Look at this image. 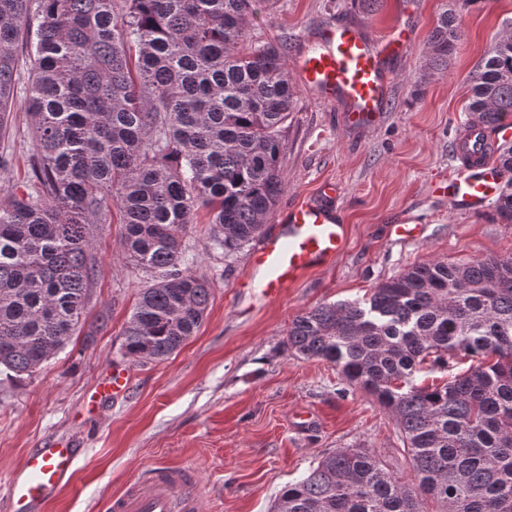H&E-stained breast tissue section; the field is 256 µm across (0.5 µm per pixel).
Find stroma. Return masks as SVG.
<instances>
[{
  "mask_svg": "<svg viewBox=\"0 0 512 512\" xmlns=\"http://www.w3.org/2000/svg\"><path fill=\"white\" fill-rule=\"evenodd\" d=\"M456 9L461 38L447 70L429 71L427 39L440 15ZM331 22L356 23L386 40L408 39L385 59L393 74L389 106L372 125L352 127L341 105L295 86L280 157L276 209L331 186L345 216L346 246L332 265L308 272L271 302L240 291L250 250L225 256L199 216L184 238V266L211 284L199 330L168 359L124 355L122 333L151 274L123 258L120 222L98 225L92 252L99 272L80 333L32 376L0 374V512H13L10 481L28 453L61 440L80 450L67 490L32 512H94L97 503L163 463L195 469L204 512H270L280 490L342 448L374 450L410 480L395 419L369 393L349 387L333 364L293 355L285 336L293 317L313 307L368 297L372 288L426 260L466 262L512 256V223L494 206L453 210L437 179L461 164L455 150L470 79L494 41L512 32V0H277L259 10L249 45H272L294 59ZM11 130L0 139V188L24 193L32 152L26 92L33 56L20 51ZM398 224H415L402 241ZM130 376L127 392L92 405L112 368Z\"/></svg>",
  "mask_w": 512,
  "mask_h": 512,
  "instance_id": "stroma-1",
  "label": "stroma"
}]
</instances>
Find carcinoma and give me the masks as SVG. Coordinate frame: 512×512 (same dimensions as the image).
<instances>
[{
	"instance_id": "obj_1",
	"label": "carcinoma",
	"mask_w": 512,
	"mask_h": 512,
	"mask_svg": "<svg viewBox=\"0 0 512 512\" xmlns=\"http://www.w3.org/2000/svg\"><path fill=\"white\" fill-rule=\"evenodd\" d=\"M275 0H0V138L31 43V191L0 196V367L33 375L82 326L98 264L95 224H124V260L155 282L122 347L162 361L200 328L211 287L181 269L201 210L230 255L258 241L283 190L293 86L274 46L246 48L255 6ZM460 38L445 11L429 38L448 69ZM136 54H131V49ZM467 129L512 117V35L473 77ZM512 223V182L495 203ZM286 345L339 369L396 421L413 479L344 448L286 485L273 512H512V257L431 260L361 301L296 315ZM472 364L441 385L424 369ZM471 363L472 362L469 358L457 357L456 361H453L455 366L451 368L449 372H440V370L428 371V369H425L423 372L416 375V381L418 384H422L423 386L431 385L432 383L441 385L446 382L448 377H450V374L466 370Z\"/></svg>"
}]
</instances>
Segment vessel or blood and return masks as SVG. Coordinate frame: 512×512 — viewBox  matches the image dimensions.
Segmentation results:
<instances>
[{"label":"vessel or blood","instance_id":"obj_1","mask_svg":"<svg viewBox=\"0 0 512 512\" xmlns=\"http://www.w3.org/2000/svg\"><path fill=\"white\" fill-rule=\"evenodd\" d=\"M406 35V29H397L384 44L347 24L326 25L300 54L298 79L319 98L342 104L353 124H372L388 107V46ZM470 143L475 152L471 162L437 188L458 209L478 212L498 194L501 173L485 154L486 143L479 134H472ZM343 247V216L331 195L324 192L298 201L289 206L278 231L253 252L257 277L248 286L261 298L272 299L307 272L334 260ZM78 457V450L66 442L33 449L10 487L13 512H28L31 502L47 501L64 491ZM202 504V486L193 469L159 467L107 498L103 512H203Z\"/></svg>","mask_w":512,"mask_h":512}]
</instances>
